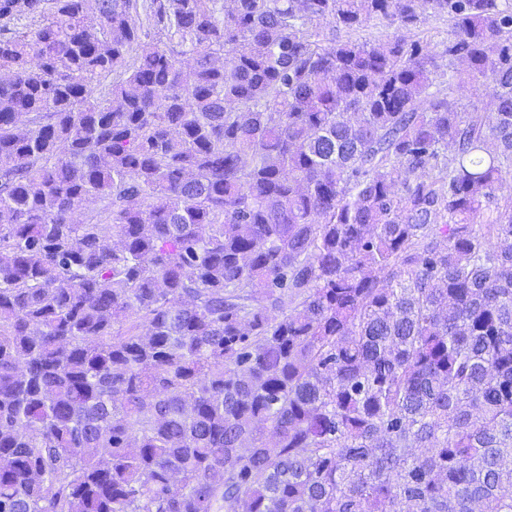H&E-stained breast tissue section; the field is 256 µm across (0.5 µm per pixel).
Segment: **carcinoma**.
Wrapping results in <instances>:
<instances>
[{"label": "carcinoma", "instance_id": "cac0c4a2", "mask_svg": "<svg viewBox=\"0 0 512 512\" xmlns=\"http://www.w3.org/2000/svg\"><path fill=\"white\" fill-rule=\"evenodd\" d=\"M87 2L0 0V512H512V0ZM449 26L447 17L435 16L427 17L420 28L411 31L398 29L396 25H390L387 21L372 20L360 29L348 33L341 31L337 36L341 39L366 40L370 43L384 42L398 36L409 42L420 40L424 52L438 54L441 51L440 43L448 37Z\"/></svg>", "mask_w": 512, "mask_h": 512}]
</instances>
